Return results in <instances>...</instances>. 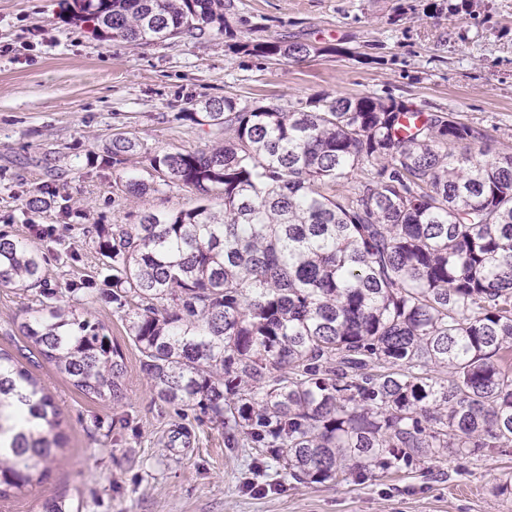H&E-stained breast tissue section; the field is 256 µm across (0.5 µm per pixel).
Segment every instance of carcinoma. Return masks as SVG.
<instances>
[{
    "mask_svg": "<svg viewBox=\"0 0 512 512\" xmlns=\"http://www.w3.org/2000/svg\"><path fill=\"white\" fill-rule=\"evenodd\" d=\"M92 34L134 46L204 36L227 50L299 60L332 48L244 41L232 0H64ZM408 111L391 97H329L286 109L232 97L182 117L221 139L147 156L158 181L126 174L142 145L103 146L114 186L143 196L185 187L187 210H145L98 249L112 302L153 394L199 409L298 484L399 470L413 458L512 447V152L452 112ZM222 198L217 209L211 201ZM44 257L0 234V287L43 282ZM19 326L88 397L123 398L125 356L106 328L40 292ZM452 370L444 383L434 373ZM41 395L46 428L14 433L6 409ZM0 500L41 482L63 444L40 380L0 351Z\"/></svg>",
    "mask_w": 512,
    "mask_h": 512,
    "instance_id": "cac0c4a2",
    "label": "carcinoma"
}]
</instances>
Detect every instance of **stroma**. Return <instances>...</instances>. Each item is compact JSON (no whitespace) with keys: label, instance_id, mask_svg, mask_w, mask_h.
Here are the masks:
<instances>
[{"label":"stroma","instance_id":"obj_1","mask_svg":"<svg viewBox=\"0 0 512 512\" xmlns=\"http://www.w3.org/2000/svg\"><path fill=\"white\" fill-rule=\"evenodd\" d=\"M241 39L283 38L327 47L302 61L227 52L223 39L132 46L100 41L61 0H0V232L44 256L45 287L92 280V317L126 358L120 403L81 394L19 331L39 292L0 288V350L36 375L65 435L40 484L0 501V512H42L50 497L82 512H512L496 486L512 448L448 456L364 481L302 485L260 466L249 440L228 447L221 424L157 400L113 304L100 226L133 224L148 209L194 206L189 189L141 197L113 189L93 165L113 133L147 154L211 144L186 121L189 101L230 96L295 106L322 95L392 97L423 112H455L483 126L491 153L512 150V0H235ZM145 158L132 168L148 178ZM33 196L66 198L26 215Z\"/></svg>","mask_w":512,"mask_h":512}]
</instances>
